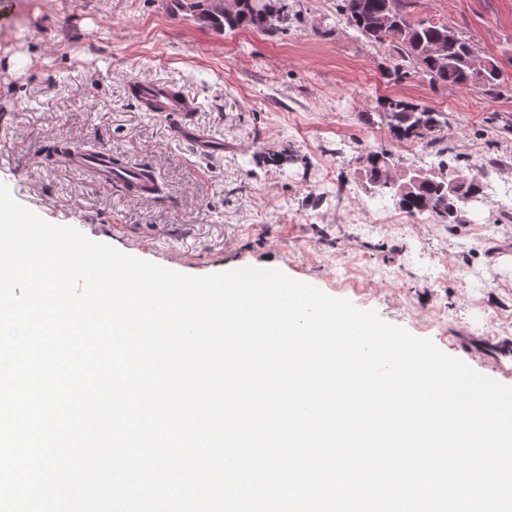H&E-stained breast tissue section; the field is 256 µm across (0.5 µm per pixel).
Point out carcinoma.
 <instances>
[{
	"label": "carcinoma",
	"mask_w": 512,
	"mask_h": 512,
	"mask_svg": "<svg viewBox=\"0 0 512 512\" xmlns=\"http://www.w3.org/2000/svg\"><path fill=\"white\" fill-rule=\"evenodd\" d=\"M273 2L279 5L278 18L266 24L254 14L249 0H240L238 9L229 15L222 12L206 14L205 0H170L174 12H182L213 30L284 33L290 24L298 20L297 14L288 8L286 0ZM410 4L411 0H337L336 7L347 26L368 43L392 46L398 55V62L388 71L387 78L399 82L417 74L432 86L475 85L466 62L465 47L468 42L463 38L456 43L448 42V23L414 19L408 11ZM385 14L392 15L395 26L386 33H380L377 29L378 20ZM438 43L445 45L444 58L423 54L425 48ZM362 119L368 125L388 130L399 142L423 140L446 125L443 113L394 98L380 104L377 111L362 114ZM452 154L453 149L449 146L437 149V161L431 163L428 169L457 170V167L451 165ZM395 168L394 154L386 147L370 149L362 156L361 170L367 182L378 183L377 192L391 194L396 204L413 217L428 214L446 221L454 219L460 211V205L467 203L483 189L481 178L473 175L466 177L461 183V193L452 199L448 198V191L443 189V182L436 179L414 185L405 192L391 181V173Z\"/></svg>",
	"instance_id": "obj_1"
}]
</instances>
